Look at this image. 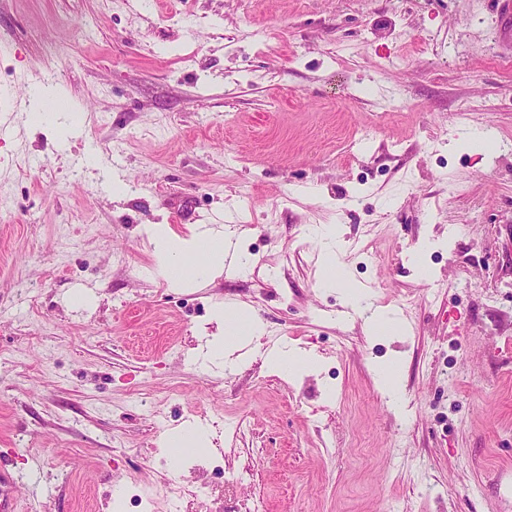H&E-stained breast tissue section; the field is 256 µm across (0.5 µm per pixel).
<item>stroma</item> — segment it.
I'll list each match as a JSON object with an SVG mask.
<instances>
[{
  "label": "stroma",
  "mask_w": 512,
  "mask_h": 512,
  "mask_svg": "<svg viewBox=\"0 0 512 512\" xmlns=\"http://www.w3.org/2000/svg\"><path fill=\"white\" fill-rule=\"evenodd\" d=\"M35 86L76 132L29 124ZM4 87L16 512H132L133 490L168 512L173 481L220 491L216 512H512V152L459 140L512 141L498 0H0ZM157 224L235 230L252 267L170 287ZM314 224L338 225L348 281L394 327L326 287ZM219 305L261 327L230 370L197 349ZM285 344L311 364L269 367ZM195 423L207 447L173 457Z\"/></svg>",
  "instance_id": "35a3bbf8"
}]
</instances>
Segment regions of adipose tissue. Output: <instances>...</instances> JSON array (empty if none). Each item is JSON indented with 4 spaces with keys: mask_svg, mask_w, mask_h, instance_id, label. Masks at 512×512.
<instances>
[{
    "mask_svg": "<svg viewBox=\"0 0 512 512\" xmlns=\"http://www.w3.org/2000/svg\"><path fill=\"white\" fill-rule=\"evenodd\" d=\"M319 241L325 268L332 275L327 283L331 286H345L350 305L362 309L364 297L359 287L345 284L338 262L339 245L336 227L332 224L318 226L315 230ZM154 254L166 278L174 284L189 280L208 279L221 274L224 259L232 246L231 235L223 227L200 226L192 239H184L168 227H157L153 234ZM215 318L222 322L224 335L210 342L206 355L222 360L225 367H233L234 354L243 342L259 335L260 327L255 322H244L239 312L217 308Z\"/></svg>",
    "mask_w": 512,
    "mask_h": 512,
    "instance_id": "1",
    "label": "adipose tissue"
}]
</instances>
